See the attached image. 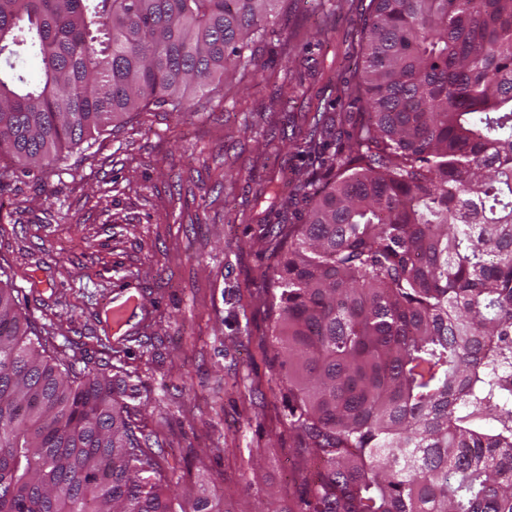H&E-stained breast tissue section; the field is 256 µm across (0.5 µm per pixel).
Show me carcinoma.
I'll list each match as a JSON object with an SVG mask.
<instances>
[{
	"label": "carcinoma",
	"instance_id": "1",
	"mask_svg": "<svg viewBox=\"0 0 512 512\" xmlns=\"http://www.w3.org/2000/svg\"><path fill=\"white\" fill-rule=\"evenodd\" d=\"M281 2L0 0V152L49 168L258 75ZM344 61L361 120L304 138V221L258 232L270 382L313 453L288 512H512V0H369ZM158 471L113 380L47 354L0 280V512H176Z\"/></svg>",
	"mask_w": 512,
	"mask_h": 512
}]
</instances>
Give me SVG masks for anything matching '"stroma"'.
Returning a JSON list of instances; mask_svg holds the SVG:
<instances>
[{"label": "stroma", "instance_id": "35a3bbf8", "mask_svg": "<svg viewBox=\"0 0 512 512\" xmlns=\"http://www.w3.org/2000/svg\"><path fill=\"white\" fill-rule=\"evenodd\" d=\"M359 23L354 0H284L259 77L228 75L180 114L148 106L41 173L0 153V269L22 311L49 348L126 372L123 401L188 510L296 501L258 294L274 258L255 232L293 218L288 184L313 164L297 145L317 107L345 111L327 77L355 83L340 61ZM128 293L141 318L119 334L109 308Z\"/></svg>", "mask_w": 512, "mask_h": 512}]
</instances>
